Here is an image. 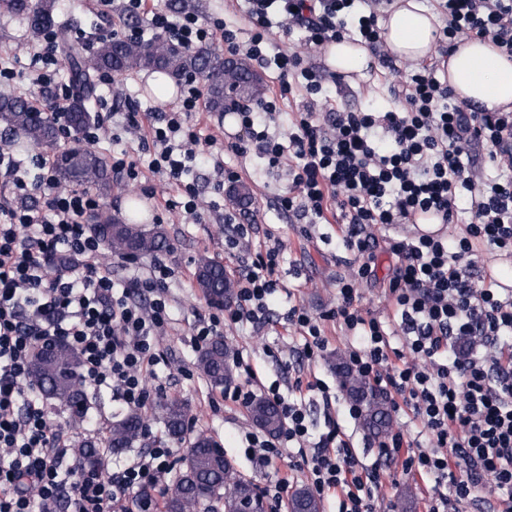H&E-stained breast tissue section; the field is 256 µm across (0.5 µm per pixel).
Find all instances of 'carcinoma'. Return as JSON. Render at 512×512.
Instances as JSON below:
<instances>
[{"label":"carcinoma","mask_w":512,"mask_h":512,"mask_svg":"<svg viewBox=\"0 0 512 512\" xmlns=\"http://www.w3.org/2000/svg\"><path fill=\"white\" fill-rule=\"evenodd\" d=\"M0 8L26 16L29 29L39 33L56 25V0H0ZM67 60V77L74 98L70 108L71 126L81 130L95 120L92 102L97 99L96 76L101 71L124 75L130 71L160 70L174 79L196 76L206 83V102L212 112L224 113L232 102L243 103L257 98L262 78L242 58L221 57L207 49L195 52L172 44L152 47V42H131L115 38L101 44L92 55H86L76 44L62 39ZM29 102L17 96H0V124L15 132L13 146L18 150L45 147L55 151V162L62 183L89 185L107 194L112 190L111 174L105 156L92 147L79 144L59 146V131L47 117L32 116ZM90 232L112 253L141 258L168 247L164 227L154 225L147 230L138 223L136 208H130L127 221L101 210L91 218ZM196 285L207 302L228 304L235 295L234 284L224 264L206 257L196 266ZM234 354L224 338L219 337L197 356V368L215 388L235 380ZM79 357L63 343L55 344L47 354L40 347L33 352L30 381L43 398L69 411L72 418L84 421L88 410L86 386L78 376ZM336 374L347 396L363 405L362 425L372 437L379 439L390 429L391 418L385 400L365 380L352 373L343 363L336 364ZM161 421L167 435L183 440L189 430V411L177 398L159 405ZM252 421L269 434L280 432L284 421L277 409L263 399L250 408ZM142 415L130 410L112 422L104 439L91 437L84 441L82 456L91 468L101 464L99 448L120 453L132 448L144 436ZM249 512L263 509L255 484L240 475L219 443L204 432L189 440L182 458L180 474L164 491V512ZM288 512H322L320 500L306 487L294 489L288 499Z\"/></svg>","instance_id":"cac0c4a2"}]
</instances>
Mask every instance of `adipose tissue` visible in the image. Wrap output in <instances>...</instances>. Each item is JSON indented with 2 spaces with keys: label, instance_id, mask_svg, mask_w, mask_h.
<instances>
[{
  "label": "adipose tissue",
  "instance_id": "obj_1",
  "mask_svg": "<svg viewBox=\"0 0 512 512\" xmlns=\"http://www.w3.org/2000/svg\"><path fill=\"white\" fill-rule=\"evenodd\" d=\"M383 27L397 59L420 62L437 56L436 17L423 0H397ZM368 61L367 50L348 37L327 48L326 62L339 74L362 72ZM441 67L458 99L490 110L512 106V60L491 43L466 41Z\"/></svg>",
  "mask_w": 512,
  "mask_h": 512
}]
</instances>
